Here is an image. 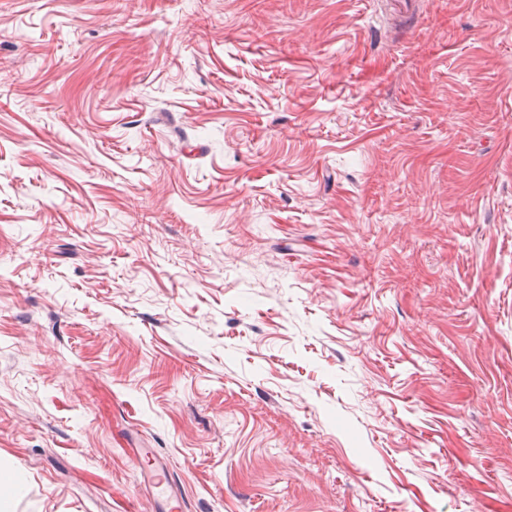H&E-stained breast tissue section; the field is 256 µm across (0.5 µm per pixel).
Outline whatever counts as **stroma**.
<instances>
[{
	"mask_svg": "<svg viewBox=\"0 0 512 512\" xmlns=\"http://www.w3.org/2000/svg\"><path fill=\"white\" fill-rule=\"evenodd\" d=\"M0 0L11 512H512V0ZM145 471L150 474L155 487L160 488L159 494L163 497L161 509L167 512L176 511L179 508L178 496L173 490V485L170 484L160 462L154 460Z\"/></svg>",
	"mask_w": 512,
	"mask_h": 512,
	"instance_id": "1",
	"label": "stroma"
}]
</instances>
